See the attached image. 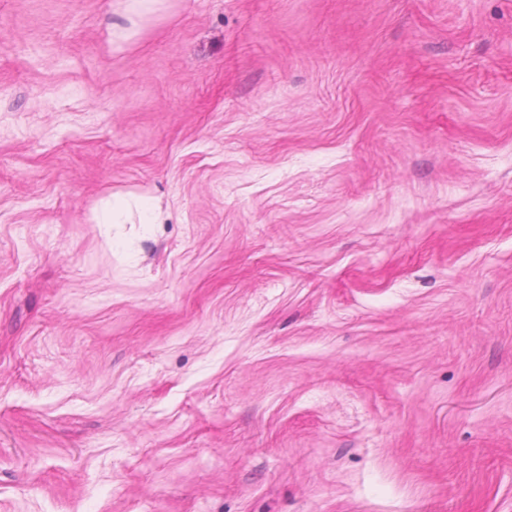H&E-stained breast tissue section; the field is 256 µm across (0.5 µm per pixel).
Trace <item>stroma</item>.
Segmentation results:
<instances>
[{"instance_id":"1","label":"stroma","mask_w":512,"mask_h":512,"mask_svg":"<svg viewBox=\"0 0 512 512\" xmlns=\"http://www.w3.org/2000/svg\"><path fill=\"white\" fill-rule=\"evenodd\" d=\"M124 7L0 0V512H512V0Z\"/></svg>"}]
</instances>
